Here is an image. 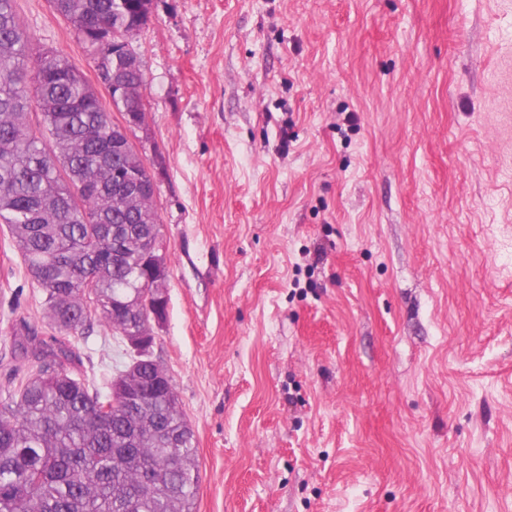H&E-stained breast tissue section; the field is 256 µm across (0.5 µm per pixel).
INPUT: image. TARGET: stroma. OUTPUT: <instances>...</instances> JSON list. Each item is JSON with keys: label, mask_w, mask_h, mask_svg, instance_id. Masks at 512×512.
<instances>
[{"label": "stroma", "mask_w": 512, "mask_h": 512, "mask_svg": "<svg viewBox=\"0 0 512 512\" xmlns=\"http://www.w3.org/2000/svg\"><path fill=\"white\" fill-rule=\"evenodd\" d=\"M15 7L99 84L49 0ZM130 44L195 512H512V0H153ZM32 330L2 226L1 390ZM69 341L76 376L125 360Z\"/></svg>", "instance_id": "obj_1"}]
</instances>
